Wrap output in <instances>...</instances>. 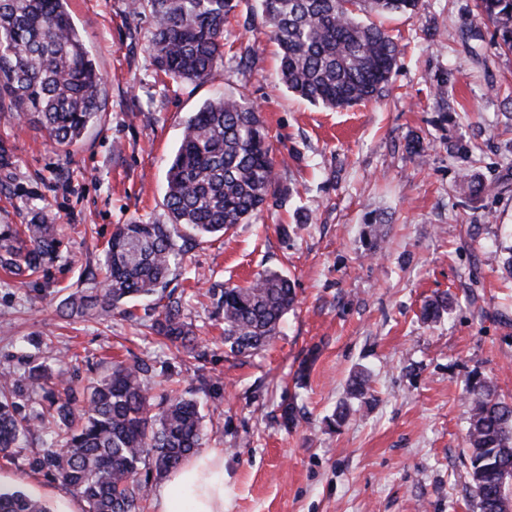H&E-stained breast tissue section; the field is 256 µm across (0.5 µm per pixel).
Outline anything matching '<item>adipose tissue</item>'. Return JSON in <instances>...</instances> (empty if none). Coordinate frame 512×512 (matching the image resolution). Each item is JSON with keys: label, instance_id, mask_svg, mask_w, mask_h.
<instances>
[{"label": "adipose tissue", "instance_id": "1", "mask_svg": "<svg viewBox=\"0 0 512 512\" xmlns=\"http://www.w3.org/2000/svg\"><path fill=\"white\" fill-rule=\"evenodd\" d=\"M157 512H224V453L213 448L170 473L157 493Z\"/></svg>", "mask_w": 512, "mask_h": 512}]
</instances>
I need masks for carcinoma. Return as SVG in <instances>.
I'll list each match as a JSON object with an SVG mask.
<instances>
[{
  "label": "carcinoma",
  "instance_id": "1",
  "mask_svg": "<svg viewBox=\"0 0 512 512\" xmlns=\"http://www.w3.org/2000/svg\"><path fill=\"white\" fill-rule=\"evenodd\" d=\"M420 0H259L280 49L279 73L293 94L331 109L377 99L397 64L398 46L364 14H412ZM237 0H129L147 14L156 69L174 83L205 82L224 59V22ZM499 45L512 51V0H476ZM102 76L66 9V0H0V112L37 114L47 138L70 146L101 112ZM273 144L245 91L206 100L183 123L167 170V224H118L104 249L101 287L76 289L65 317L110 316L142 298L149 328L175 348L198 344L181 298L166 293L192 237L224 234L247 223L280 192ZM181 225L184 233L171 231ZM54 224L0 232V251L13 273L30 276L56 252ZM224 319V346L251 356L280 334L295 303L288 277L265 271L243 286L213 292ZM446 299L427 303L435 321ZM106 374L81 389L43 362L24 360L19 374L0 378V455H24L29 468L69 488L86 512H138L161 475L195 454L204 429L198 403L175 390L154 401L153 369L135 357L105 360ZM470 475L480 512H512V405L481 382L467 389ZM0 512H52L42 499L0 487Z\"/></svg>",
  "mask_w": 512,
  "mask_h": 512
}]
</instances>
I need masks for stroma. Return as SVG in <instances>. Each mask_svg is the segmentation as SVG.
Masks as SVG:
<instances>
[{
    "instance_id": "obj_1",
    "label": "stroma",
    "mask_w": 512,
    "mask_h": 512,
    "mask_svg": "<svg viewBox=\"0 0 512 512\" xmlns=\"http://www.w3.org/2000/svg\"><path fill=\"white\" fill-rule=\"evenodd\" d=\"M68 11L104 77V106L68 147L34 117L0 112V230L56 224L61 239L37 274L0 264V372L34 353L55 373L74 354L150 360L154 393L201 401L204 445L224 452L226 512H480L465 389L487 381L512 402V279L491 257L512 244V52L476 0L373 16L398 43V64L380 100L343 110L279 83L257 0H240L224 61L203 83L157 74L152 20L127 0H68ZM241 88L261 109L283 193L249 223L192 241L171 285L196 351L176 352L118 313L61 316L71 290L95 287L89 271L114 225L166 223L185 119ZM466 170L491 191L471 194ZM267 269L290 278L296 306L266 350L231 355L211 291ZM437 294L447 314L423 321ZM362 370L370 393L355 398ZM291 402L300 415L288 426ZM0 477L54 512L85 508L23 459L0 457Z\"/></svg>"
}]
</instances>
